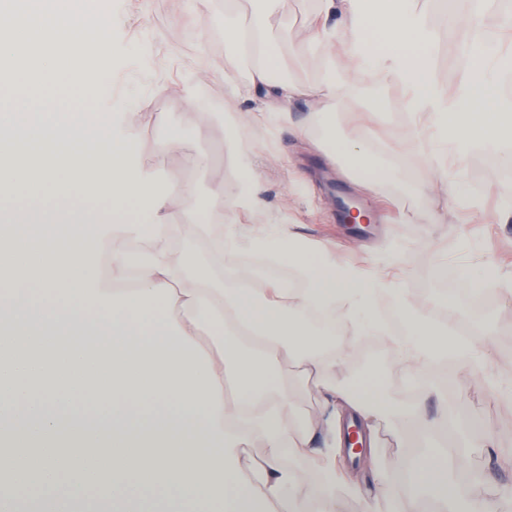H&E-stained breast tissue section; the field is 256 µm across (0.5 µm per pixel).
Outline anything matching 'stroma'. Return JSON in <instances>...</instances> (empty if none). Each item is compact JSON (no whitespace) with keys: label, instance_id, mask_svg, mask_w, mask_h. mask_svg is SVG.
Returning a JSON list of instances; mask_svg holds the SVG:
<instances>
[{"label":"stroma","instance_id":"obj_1","mask_svg":"<svg viewBox=\"0 0 512 512\" xmlns=\"http://www.w3.org/2000/svg\"><path fill=\"white\" fill-rule=\"evenodd\" d=\"M256 7L255 0H111V51L100 63L112 78L111 95L96 94L93 72L75 58L65 59L61 73L85 94L91 111L124 113L139 151L159 175L191 187L189 199L172 203L171 223H180L185 205L204 209L213 187L235 200L244 190L241 170L250 168L259 179L254 204L224 229L226 247L242 265H251L256 238L285 229L312 248L327 249L337 263L383 278L376 306L383 323L399 315L401 299L432 301L438 321L471 339L474 371L453 359L436 362L428 370L433 384L422 392L386 335L358 333L342 320L337 345L346 358L333 376L336 389L353 391L375 373L392 399L416 402L420 411L408 423L391 418L357 466L326 428L345 414L346 404H324L296 362H283L289 401L317 424L312 456L283 459L303 475L297 497L316 499L318 490L304 475L312 458L326 455L336 458L337 512H357L356 487L373 495L386 485L406 493L405 467L424 452L427 424L445 411L467 429H487L495 441L494 447H466L450 456L448 478L464 498L512 490V297L494 293L477 307L459 289L464 269L476 278L490 269L512 277V178L481 161L496 144L475 147L464 161L461 190L469 206L461 209L437 178L430 145L410 134L418 118L399 85L357 79L351 95L299 97L279 111L272 97L250 90L249 61L225 52V18L245 27ZM344 14L343 0L328 14L319 0H281L274 24L287 30L289 47L280 82L303 88L322 82L327 58L342 55L344 47L337 41L313 48L309 37L317 26L341 28ZM432 30L434 76L443 91L455 93L469 76L468 67L448 68L459 32L438 22ZM166 126L181 130L207 157L205 168L189 169L180 151L159 149ZM343 140L364 149L378 181L356 176L354 159L335 148ZM339 198L361 201L371 224H345L335 205Z\"/></svg>","mask_w":512,"mask_h":512}]
</instances>
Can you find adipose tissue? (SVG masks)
Here are the masks:
<instances>
[{"label": "adipose tissue", "instance_id": "adipose-tissue-1", "mask_svg": "<svg viewBox=\"0 0 512 512\" xmlns=\"http://www.w3.org/2000/svg\"><path fill=\"white\" fill-rule=\"evenodd\" d=\"M226 49L254 58L250 85L282 66L271 20L280 0H258ZM346 61L329 59L313 97L338 95L340 72L383 69L411 91L435 147L463 160L480 143H512V99L499 77L512 54L493 52L476 22L455 51L470 77L455 95L437 86L430 32L410 0H347ZM103 0H0V512H335L330 493L298 502L283 453L307 454L313 420L292 409L280 365L299 358L319 391L342 359L331 345L336 308L373 307L377 282L336 266L326 250L288 234L254 248L294 267L299 282L255 287L224 227L248 197L214 191L205 213L169 221L189 186L144 170L120 115L90 111L66 90L44 46L90 66L110 51ZM427 303H404L405 362L422 368L465 352ZM217 340L199 343L201 331ZM361 418L395 411L378 375L356 388ZM261 439L254 476L236 461ZM413 482L452 512L461 497L448 455L411 461Z\"/></svg>", "mask_w": 512, "mask_h": 512}]
</instances>
